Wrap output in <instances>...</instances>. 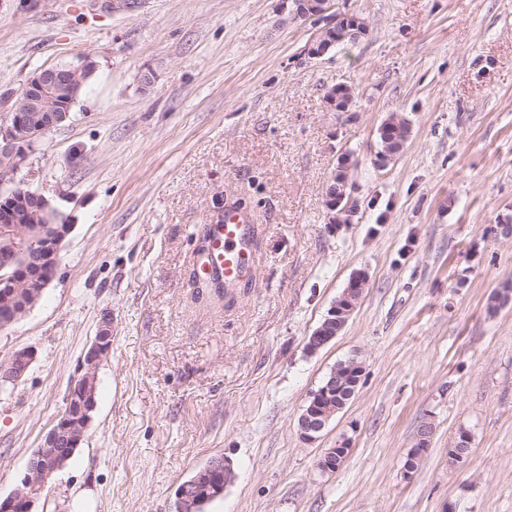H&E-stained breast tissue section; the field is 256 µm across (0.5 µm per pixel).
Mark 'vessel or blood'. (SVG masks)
Returning a JSON list of instances; mask_svg holds the SVG:
<instances>
[{"label":"vessel or blood","mask_w":512,"mask_h":512,"mask_svg":"<svg viewBox=\"0 0 512 512\" xmlns=\"http://www.w3.org/2000/svg\"><path fill=\"white\" fill-rule=\"evenodd\" d=\"M253 230L249 215L228 204L222 215L215 217L209 240L198 269L203 277L219 276L225 287H237L248 278L254 266Z\"/></svg>","instance_id":"1"}]
</instances>
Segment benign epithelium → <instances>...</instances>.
Here are the masks:
<instances>
[{"instance_id":"1","label":"benign epithelium","mask_w":512,"mask_h":512,"mask_svg":"<svg viewBox=\"0 0 512 512\" xmlns=\"http://www.w3.org/2000/svg\"><path fill=\"white\" fill-rule=\"evenodd\" d=\"M331 0H288V14L293 20L321 18L330 9ZM368 33L364 20L352 12H337L319 30L305 48L310 58H320L340 44H356ZM81 68L58 66L36 71L25 83L16 100L6 101L7 111L0 115V184L10 181L26 158V151L54 128L70 118L64 95L81 86ZM327 103L338 112H348L353 94L346 84H337L325 94ZM349 181L331 179L325 191L328 223L351 211ZM0 206V304L12 305L18 288H46L58 265L62 241L70 225L49 220L53 213L43 195L29 189L15 188L6 194ZM366 286V276L353 275L345 292L336 299L327 317L311 335L308 349L315 352L331 342L356 310ZM112 349V314L102 315L93 342L81 360L80 373L71 381L66 407L45 437L39 455L30 459L28 474L21 486L5 498L0 497V512H34L46 480L57 470L50 466L59 448H77L84 440L95 406L90 391L97 380L101 363ZM34 361L30 349L16 351L0 362V385L20 380ZM336 396V379L313 391L310 408L299 419L300 435L313 440L332 418L334 410L325 405ZM212 483L208 492H223L222 484L233 472L227 460L215 459L208 465Z\"/></svg>"}]
</instances>
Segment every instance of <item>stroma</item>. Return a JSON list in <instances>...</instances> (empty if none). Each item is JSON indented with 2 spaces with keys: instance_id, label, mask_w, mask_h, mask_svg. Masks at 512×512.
Listing matches in <instances>:
<instances>
[{
  "instance_id": "stroma-1",
  "label": "stroma",
  "mask_w": 512,
  "mask_h": 512,
  "mask_svg": "<svg viewBox=\"0 0 512 512\" xmlns=\"http://www.w3.org/2000/svg\"><path fill=\"white\" fill-rule=\"evenodd\" d=\"M283 0H0V101L36 70L91 62L72 117L13 183L69 225L38 302L0 328V497L66 406L103 313L112 350L73 458L35 512H175L213 459L233 479L206 512H512V0H338L368 25L316 59ZM153 74L150 86L142 72ZM351 86V113L327 88ZM411 133L374 163L391 114ZM350 223L327 221L341 153ZM252 216L255 269L224 297L189 276L218 206ZM344 329L308 337L356 273ZM358 390L314 440L298 420L338 363ZM431 426L404 475L421 426ZM464 463L448 450L460 433ZM342 466L317 462L341 440ZM34 352L30 349L16 351L7 361L0 362V385L20 380L34 361Z\"/></svg>"
}]
</instances>
